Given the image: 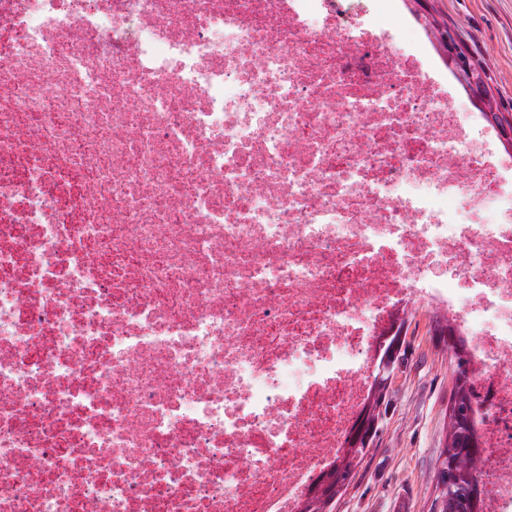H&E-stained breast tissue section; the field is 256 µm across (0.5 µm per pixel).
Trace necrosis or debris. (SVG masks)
Listing matches in <instances>:
<instances>
[{
    "mask_svg": "<svg viewBox=\"0 0 512 512\" xmlns=\"http://www.w3.org/2000/svg\"><path fill=\"white\" fill-rule=\"evenodd\" d=\"M395 43L364 0H0V512H300L414 302L512 512V157Z\"/></svg>",
    "mask_w": 512,
    "mask_h": 512,
    "instance_id": "1",
    "label": "necrosis or debris"
}]
</instances>
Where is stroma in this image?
<instances>
[{"label": "stroma", "instance_id": "1", "mask_svg": "<svg viewBox=\"0 0 512 512\" xmlns=\"http://www.w3.org/2000/svg\"><path fill=\"white\" fill-rule=\"evenodd\" d=\"M428 6L437 20L457 25L462 49L487 66L488 89L512 118V0H428ZM368 9L377 25L396 32L401 45L430 52L404 0H370ZM409 321L405 362L387 392L380 433L336 512L431 510L455 366L434 336L426 307L411 305Z\"/></svg>", "mask_w": 512, "mask_h": 512}]
</instances>
